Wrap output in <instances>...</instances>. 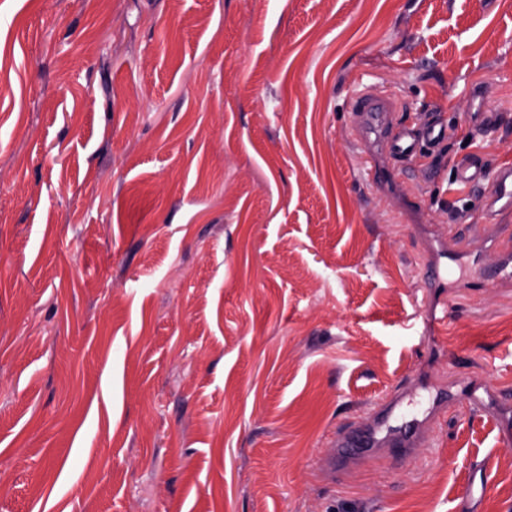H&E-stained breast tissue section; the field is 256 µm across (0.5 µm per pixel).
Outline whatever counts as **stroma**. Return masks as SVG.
I'll return each mask as SVG.
<instances>
[{
  "label": "stroma",
  "instance_id": "stroma-1",
  "mask_svg": "<svg viewBox=\"0 0 512 512\" xmlns=\"http://www.w3.org/2000/svg\"><path fill=\"white\" fill-rule=\"evenodd\" d=\"M360 89L448 126L383 194ZM471 153L512 163V0H0V512H512V211ZM400 385L425 447L335 464ZM467 385L489 414L427 417ZM456 181L467 186H478L490 208L498 211L512 210V164L501 165L489 172L479 157L463 158L456 167Z\"/></svg>",
  "mask_w": 512,
  "mask_h": 512
}]
</instances>
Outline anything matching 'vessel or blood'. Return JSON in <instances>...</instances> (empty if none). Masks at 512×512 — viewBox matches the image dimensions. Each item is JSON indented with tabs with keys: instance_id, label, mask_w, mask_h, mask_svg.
<instances>
[{
	"instance_id": "b4317fda",
	"label": "vessel or blood",
	"mask_w": 512,
	"mask_h": 512,
	"mask_svg": "<svg viewBox=\"0 0 512 512\" xmlns=\"http://www.w3.org/2000/svg\"><path fill=\"white\" fill-rule=\"evenodd\" d=\"M349 110L356 134L360 137L376 135L382 150L391 159V166L372 168L367 173L368 182L381 187L403 175L407 165L416 159L422 148H436L448 138V129L439 121L421 127L399 126L393 121L398 111L397 102L390 97H377L358 91L349 100ZM456 180L467 186H478L484 191L489 207L502 212L512 210V164L487 171L478 156L463 158L456 167ZM405 396L397 391L390 399L378 404L372 423L362 432L342 429L337 434L340 457L358 453L366 457L377 454L379 446L391 448L395 455L411 457L422 440L421 420L406 411Z\"/></svg>"
}]
</instances>
